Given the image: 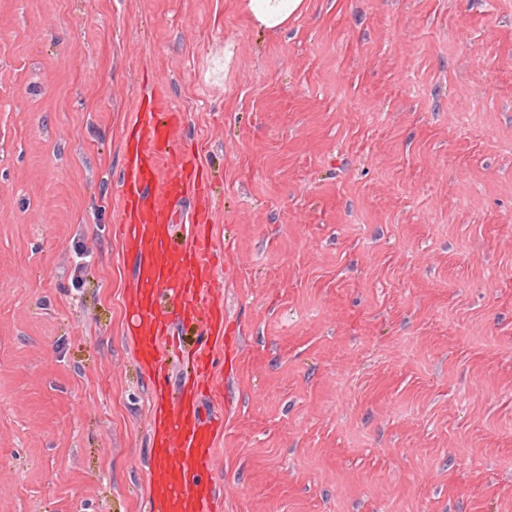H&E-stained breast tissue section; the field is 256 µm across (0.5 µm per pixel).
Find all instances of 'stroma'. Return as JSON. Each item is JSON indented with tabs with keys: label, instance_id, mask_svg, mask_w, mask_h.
Instances as JSON below:
<instances>
[{
	"label": "stroma",
	"instance_id": "1",
	"mask_svg": "<svg viewBox=\"0 0 512 512\" xmlns=\"http://www.w3.org/2000/svg\"><path fill=\"white\" fill-rule=\"evenodd\" d=\"M155 92L215 248L220 512H512V0H0V512H147ZM303 0H248V9L262 25L273 28L303 7Z\"/></svg>",
	"mask_w": 512,
	"mask_h": 512
}]
</instances>
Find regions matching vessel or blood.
Returning a JSON list of instances; mask_svg holds the SVG:
<instances>
[{
	"label": "vessel or blood",
	"instance_id": "1",
	"mask_svg": "<svg viewBox=\"0 0 512 512\" xmlns=\"http://www.w3.org/2000/svg\"><path fill=\"white\" fill-rule=\"evenodd\" d=\"M163 104L162 97H155L151 109L139 115L136 156L147 159L148 165L134 168L126 185L124 210L127 240L138 258L141 298L135 321L141 333V354L154 367L159 385L169 377L162 336L168 313L159 299L172 294L183 299L196 296L206 285L212 249L201 224L183 225L186 244L176 256L167 252L155 232L158 221H171L173 208L190 190L184 162L175 160L157 135ZM154 423L159 463L153 474L151 512H207L214 499L212 421L202 417L197 398L191 396L176 409L158 405Z\"/></svg>",
	"mask_w": 512,
	"mask_h": 512
}]
</instances>
